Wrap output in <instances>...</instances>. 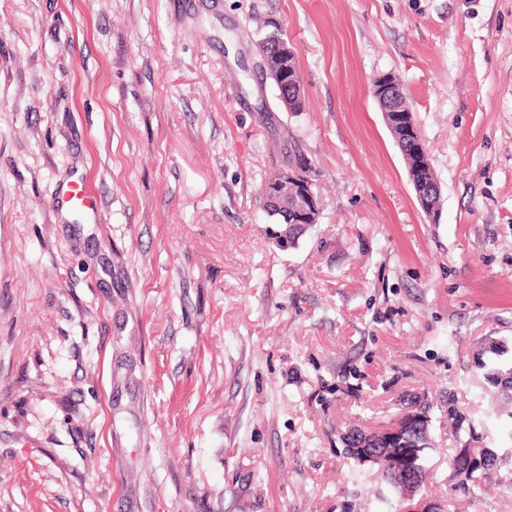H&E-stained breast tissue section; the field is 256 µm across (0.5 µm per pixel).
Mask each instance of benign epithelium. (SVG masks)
I'll list each match as a JSON object with an SVG mask.
<instances>
[{
	"label": "benign epithelium",
	"instance_id": "obj_1",
	"mask_svg": "<svg viewBox=\"0 0 512 512\" xmlns=\"http://www.w3.org/2000/svg\"><path fill=\"white\" fill-rule=\"evenodd\" d=\"M269 38L275 43V52L255 62L265 78L279 89L287 82L286 60L295 56L292 45L278 34V26L271 22ZM402 94L400 80L387 73L375 77L372 96L378 103L386 126L397 144L409 142L412 167L409 176L420 208L432 221L438 219L437 200L441 196L440 184L430 176L431 163L422 135L414 121L413 113L404 111L398 104ZM275 189L270 191L269 204L275 209L285 208L293 213L292 223L314 224L319 212V199L313 191L311 167L294 165L282 169L274 176Z\"/></svg>",
	"mask_w": 512,
	"mask_h": 512
}]
</instances>
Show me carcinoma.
<instances>
[{
	"mask_svg": "<svg viewBox=\"0 0 512 512\" xmlns=\"http://www.w3.org/2000/svg\"><path fill=\"white\" fill-rule=\"evenodd\" d=\"M273 146L286 166L310 162L294 140L280 136L277 131L274 132ZM475 367L483 379L497 389L500 399L512 404V365L482 359L475 363ZM402 416L404 419L398 422V428L392 435L381 436L377 432L352 429L341 437L346 456L380 467L384 482L399 495L400 508L407 504L405 495L411 485L418 488L415 501L424 497L438 500L437 492L428 484L423 459L424 450L433 446L429 406L410 400L404 404ZM482 453L492 459L491 465H496L497 455L491 448L457 449L452 467L455 477L459 478L458 487L471 492L478 489V478L487 474L485 469L475 464V458Z\"/></svg>",
	"mask_w": 512,
	"mask_h": 512,
	"instance_id": "1",
	"label": "carcinoma"
}]
</instances>
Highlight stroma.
Returning <instances> with one entry per match:
<instances>
[{
    "label": "stroma",
    "mask_w": 512,
    "mask_h": 512,
    "mask_svg": "<svg viewBox=\"0 0 512 512\" xmlns=\"http://www.w3.org/2000/svg\"><path fill=\"white\" fill-rule=\"evenodd\" d=\"M269 19L304 111L240 69ZM262 110L316 168L293 243ZM74 182L97 215L61 205ZM490 341L512 359V0H0V512H391L338 436L406 395L448 512H512ZM466 446L498 456L474 493ZM402 94L400 80L394 74H382L375 77L372 84V96L378 103L386 126L398 145L409 142L408 154L401 151L406 163H410L409 176L415 197L420 208L434 223L437 222L439 209L437 200L441 196L440 184L430 176L431 163L422 135L413 117L411 106ZM400 98V105L398 99ZM408 112H405L403 109ZM493 450L494 449L492 448L457 449V453L453 458L452 467L454 469L455 477L459 479L457 485L459 488H463L464 490L467 489L472 493L478 489L479 476L487 474L488 471H485L484 468H478L477 464H475V457H480L481 451H483L485 455L492 459L493 462L490 463V470H493L498 458L497 454L495 455L496 451Z\"/></svg>",
    "instance_id": "1"
}]
</instances>
